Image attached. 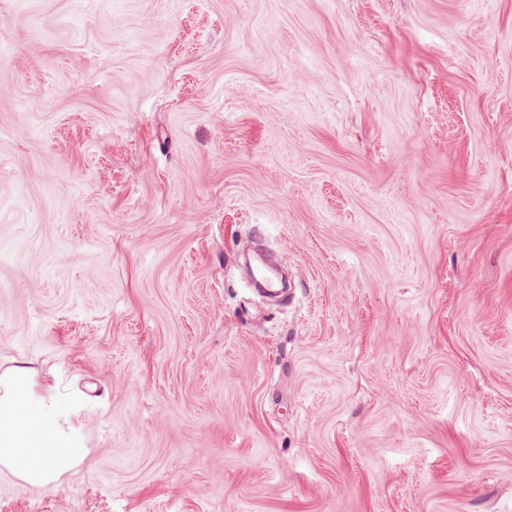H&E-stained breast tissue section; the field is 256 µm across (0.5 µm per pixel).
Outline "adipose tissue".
Here are the masks:
<instances>
[{"label":"adipose tissue","mask_w":512,"mask_h":512,"mask_svg":"<svg viewBox=\"0 0 512 512\" xmlns=\"http://www.w3.org/2000/svg\"><path fill=\"white\" fill-rule=\"evenodd\" d=\"M55 404L51 390L36 391L28 370L13 368L0 375V467L14 474L22 488L54 487L86 455L75 432L57 423Z\"/></svg>","instance_id":"obj_1"}]
</instances>
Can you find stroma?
I'll return each mask as SVG.
<instances>
[{
  "mask_svg": "<svg viewBox=\"0 0 512 512\" xmlns=\"http://www.w3.org/2000/svg\"><path fill=\"white\" fill-rule=\"evenodd\" d=\"M16 366L0 512H512V0H0ZM34 385L24 368L0 375V466L24 489H48L79 465L87 450L79 447L73 429L65 431L57 423L51 389L39 394Z\"/></svg>",
  "mask_w": 512,
  "mask_h": 512,
  "instance_id": "obj_1",
  "label": "stroma"
}]
</instances>
